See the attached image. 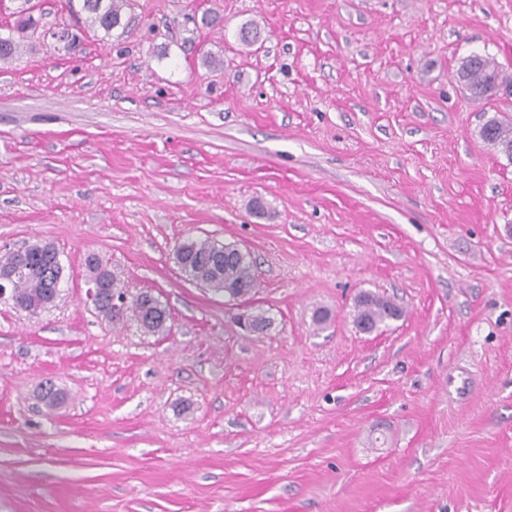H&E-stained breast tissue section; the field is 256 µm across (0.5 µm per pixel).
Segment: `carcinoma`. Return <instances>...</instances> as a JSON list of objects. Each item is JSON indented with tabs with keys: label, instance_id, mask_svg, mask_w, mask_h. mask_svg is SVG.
Segmentation results:
<instances>
[{
	"label": "carcinoma",
	"instance_id": "cac0c4a2",
	"mask_svg": "<svg viewBox=\"0 0 512 512\" xmlns=\"http://www.w3.org/2000/svg\"><path fill=\"white\" fill-rule=\"evenodd\" d=\"M80 11L87 14L86 22L89 27L101 30L105 35L122 24L124 9L131 5V0H80ZM468 67L460 75L462 84L478 101L491 98V95H477V91L485 90L487 72L497 69L499 65L494 59L471 54ZM481 138L493 146L504 156L512 153V125L504 123L497 117H490L480 130ZM181 269L195 283L223 292L229 296H237L244 292H253L257 288V280L253 261L238 256L224 257L215 252L212 244L204 241H187L180 245ZM88 282L92 286L101 283L115 290L120 288V282L112 271L103 265L98 257L86 259ZM19 270L13 288V301L16 303L33 302L42 296L54 293L63 280L64 268L57 263L55 257L40 251L28 250L25 257L17 258L11 251L0 256V269ZM132 312L140 327L146 333L159 334L167 330V318L163 317L164 308L152 304L149 298L132 308ZM401 317L400 309L388 297L372 292L359 295L356 308L355 322L364 324L363 333H371L380 329L390 320Z\"/></svg>",
	"mask_w": 512,
	"mask_h": 512
}]
</instances>
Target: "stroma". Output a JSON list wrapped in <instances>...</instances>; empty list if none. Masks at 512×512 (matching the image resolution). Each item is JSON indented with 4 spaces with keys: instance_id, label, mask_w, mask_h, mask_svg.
<instances>
[{
    "instance_id": "35a3bbf8",
    "label": "stroma",
    "mask_w": 512,
    "mask_h": 512,
    "mask_svg": "<svg viewBox=\"0 0 512 512\" xmlns=\"http://www.w3.org/2000/svg\"><path fill=\"white\" fill-rule=\"evenodd\" d=\"M32 11L0 61V254L52 242L64 279L35 315L0 300V512H512V162L478 134L512 87L456 78L512 75V0H132L108 36ZM189 239L250 251L263 334L188 280ZM91 254L166 332L87 302ZM363 291L403 317L359 332ZM464 58L469 59V64L459 78L463 80L461 83L470 91L472 97L475 100L481 101L494 96L495 94L492 93L479 96L475 92L486 89L488 70L491 68L493 70L500 69V66L494 59L480 54H471Z\"/></svg>"
}]
</instances>
